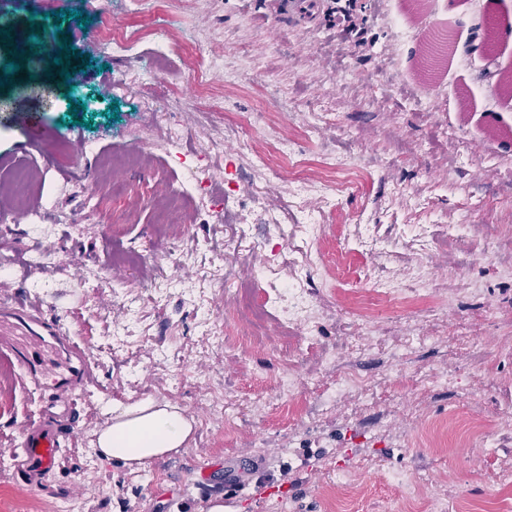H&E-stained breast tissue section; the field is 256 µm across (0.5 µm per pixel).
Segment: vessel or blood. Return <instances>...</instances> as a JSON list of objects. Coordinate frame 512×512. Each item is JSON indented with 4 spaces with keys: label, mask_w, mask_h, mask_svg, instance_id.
Masks as SVG:
<instances>
[{
    "label": "vessel or blood",
    "mask_w": 512,
    "mask_h": 512,
    "mask_svg": "<svg viewBox=\"0 0 512 512\" xmlns=\"http://www.w3.org/2000/svg\"><path fill=\"white\" fill-rule=\"evenodd\" d=\"M0 352L35 389L51 391L59 416L73 411L72 396L92 383L94 366L84 346L38 300L0 301ZM75 426L58 429L27 424L22 429L21 486L41 485L57 461L62 438H75Z\"/></svg>",
    "instance_id": "obj_1"
}]
</instances>
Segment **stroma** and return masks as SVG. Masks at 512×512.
Here are the masks:
<instances>
[{"mask_svg": "<svg viewBox=\"0 0 512 512\" xmlns=\"http://www.w3.org/2000/svg\"><path fill=\"white\" fill-rule=\"evenodd\" d=\"M103 2L87 27L62 24L89 68L66 82L53 56L31 53L0 87V177L28 163L46 172L33 203L43 221L0 219V297H38L96 363L94 386L74 398L78 434L33 492L42 512L75 481L83 512H207L230 473L256 498L228 512H406L404 488L384 480L393 470L428 475L443 512L462 493L482 501L486 475L512 471V345L499 338L512 329V281L495 272L512 262V101L485 75L490 64L512 69V38H497L487 62L481 26L488 16L512 25V0H429L432 21L457 35L431 86L416 78L421 43L406 0H340L332 26L273 13L271 0H145L138 14L124 0ZM84 3L7 7L0 69L32 23ZM106 25L137 35L138 53L112 56L98 40ZM188 54L243 55L259 67L231 86L220 69L198 83ZM72 98L86 105L78 125ZM493 127L500 141L479 152ZM280 137L288 155L276 150ZM76 139L86 156L68 154ZM195 175L210 184L187 203L200 222L159 223L172 181ZM228 195L246 196L244 209L225 210ZM288 202L313 221L288 225L282 240L265 219ZM452 224L463 227L454 239ZM310 245L322 268L294 275L292 259ZM36 247L66 260L32 265ZM419 273L437 296L416 293ZM247 275L262 296L302 289L303 355L276 322L255 336L237 316L232 300ZM377 289L401 291L404 303L351 350ZM413 309L426 310L429 341L396 368L388 352ZM472 339L491 354L485 368L471 366ZM322 350L353 365L368 393L323 407L339 370L316 363ZM290 366L287 398L278 381ZM440 371L459 372L458 386L425 382ZM213 380L229 404L222 424L151 462L148 481L100 453L95 434L111 404L175 400L197 421ZM51 399L20 370L0 374L1 504L19 494L11 449L20 430ZM484 424L499 429L494 449L480 445ZM340 469L348 485H337ZM267 484L284 494L259 497Z\"/></svg>", "mask_w": 512, "mask_h": 512, "instance_id": "35a3bbf8", "label": "stroma"}]
</instances>
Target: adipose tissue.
<instances>
[{"mask_svg": "<svg viewBox=\"0 0 512 512\" xmlns=\"http://www.w3.org/2000/svg\"><path fill=\"white\" fill-rule=\"evenodd\" d=\"M192 430V419L178 405L146 400L115 407L111 423L97 434V446L104 457L135 471L183 448Z\"/></svg>", "mask_w": 512, "mask_h": 512, "instance_id": "ef3b65f1", "label": "adipose tissue"}]
</instances>
